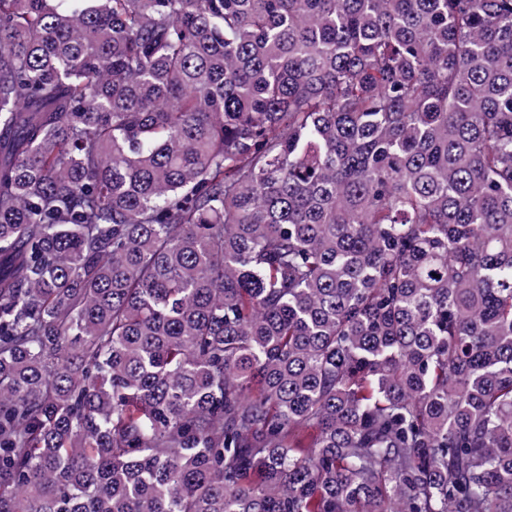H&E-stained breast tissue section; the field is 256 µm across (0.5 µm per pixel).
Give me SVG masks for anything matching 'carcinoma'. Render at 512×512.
<instances>
[{"instance_id": "cac0c4a2", "label": "carcinoma", "mask_w": 512, "mask_h": 512, "mask_svg": "<svg viewBox=\"0 0 512 512\" xmlns=\"http://www.w3.org/2000/svg\"><path fill=\"white\" fill-rule=\"evenodd\" d=\"M0 0V512H512V0Z\"/></svg>"}]
</instances>
